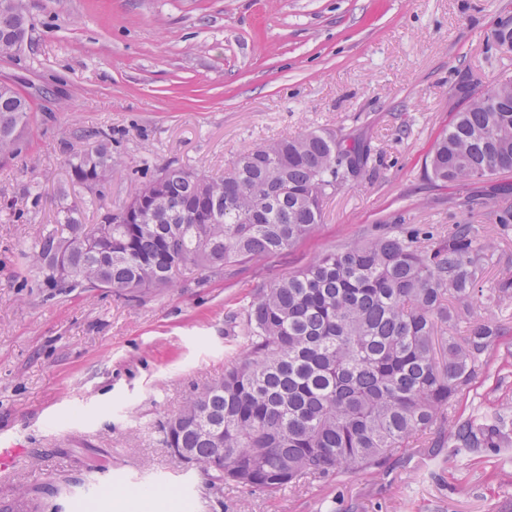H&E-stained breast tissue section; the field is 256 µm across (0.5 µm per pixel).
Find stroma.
<instances>
[{
	"label": "stroma",
	"instance_id": "1",
	"mask_svg": "<svg viewBox=\"0 0 512 512\" xmlns=\"http://www.w3.org/2000/svg\"><path fill=\"white\" fill-rule=\"evenodd\" d=\"M32 27L0 58V80L29 98L20 153L0 162V440L31 448L0 479V512L41 471L73 477L40 512H512V449L432 448L435 427L382 467L329 473L293 489L213 488L165 448L159 425L194 390L221 378L243 350L242 324L260 289L354 242L455 224L493 240L484 282L512 268V229L498 212L512 193L443 186L425 158L462 106L512 76L494 30L512 0H24ZM328 129L370 149L358 174L323 202L305 240L273 258L198 272L172 290L124 298L34 288L21 252L66 202L83 221L118 210L143 173L168 164L208 174L256 145ZM112 134L103 199L71 181L66 159L88 134ZM506 321L489 367L456 411L483 417L512 402V305H481ZM149 492L153 502L136 498Z\"/></svg>",
	"mask_w": 512,
	"mask_h": 512
}]
</instances>
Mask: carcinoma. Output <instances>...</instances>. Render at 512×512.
<instances>
[{"label": "carcinoma", "mask_w": 512, "mask_h": 512, "mask_svg": "<svg viewBox=\"0 0 512 512\" xmlns=\"http://www.w3.org/2000/svg\"><path fill=\"white\" fill-rule=\"evenodd\" d=\"M27 25L22 6L0 8V54ZM494 88L460 87L466 106L426 162L433 178L463 186L512 171V77ZM31 112L18 88L0 89L1 159L18 152ZM367 153L361 141L344 146L321 130L264 143L220 178L164 166L150 176L157 200L131 211L84 224L83 201L63 207L59 224L22 253L27 272L37 288L128 297L174 288L194 271L280 255L313 232L324 199ZM66 164L71 181L105 195L99 171H112V133L90 135ZM102 228L107 234L88 248ZM489 248L468 224L437 242L420 231L379 235L276 281L246 312L245 353L160 424L163 445L188 449L212 486L271 491L377 468L438 424L446 435L437 448H511V417L453 415L506 325L473 317L463 335L437 338L483 298L512 302L511 271L480 288Z\"/></svg>", "instance_id": "1"}]
</instances>
